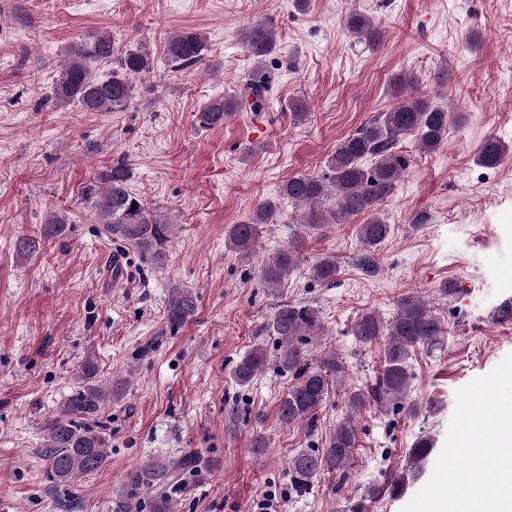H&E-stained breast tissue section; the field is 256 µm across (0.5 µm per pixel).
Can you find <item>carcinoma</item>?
Instances as JSON below:
<instances>
[{
    "label": "carcinoma",
    "mask_w": 512,
    "mask_h": 512,
    "mask_svg": "<svg viewBox=\"0 0 512 512\" xmlns=\"http://www.w3.org/2000/svg\"><path fill=\"white\" fill-rule=\"evenodd\" d=\"M345 25L360 42L372 46L380 39L373 21L358 11L346 16ZM245 45L261 63L275 49L274 32L262 24L255 25L247 31ZM206 50L201 34L184 28L168 39L165 55L173 70L183 71L199 64ZM101 63L112 64V72L105 76L96 74L95 66ZM151 69V55L145 48H130L116 57L112 34L96 32L82 40L74 48L72 58L60 67L54 96L65 104L75 103L86 112L123 111L134 96L133 79ZM270 83L267 75L260 74L234 94L213 100L198 113L199 126H220L245 106L252 112L263 111ZM411 84L412 81L402 77L392 81L391 90L397 104L336 144L327 161L325 177L296 175L283 183L282 196L296 205L309 207L306 224L310 228L318 230L327 224H343L353 215L368 213L371 218L359 229L362 242L373 248L389 237L391 227L377 215V210L409 166L408 159L398 151V142L405 134L414 132L418 135V150L431 154L443 146L448 131V110L408 91ZM506 153L507 145L490 137L483 143L478 160L484 166L493 167ZM367 160L372 161L369 167L364 166ZM130 179L129 165L118 160L95 176L87 186L86 196L92 199L100 220L110 232L132 242L144 259L159 266L165 257L171 225L161 223L130 190ZM331 193L336 194V208H318ZM279 214V201L259 202L248 219L229 225L226 245L244 254L251 253L261 226L274 223ZM297 264L296 247L284 248L262 268V278L275 285ZM336 274V261L330 258L317 262L311 270V276L319 282H332ZM166 308L170 327L178 328L194 316L196 297L186 289L173 287ZM320 329L317 311L302 304L282 306L267 326L270 334L280 340L282 366L294 375V383L277 406L278 419L286 426L313 425L331 386L346 372L344 363L333 352L323 354L314 364L304 360L303 342ZM353 332L363 342L385 339L384 365L370 388L349 396L346 417L337 425L328 448L322 452L301 450L288 460L289 482L299 493L309 489L325 470L342 477L347 475L358 438L357 417L373 408L382 409L405 401L411 381L406 365L410 353L420 346H442L446 334L444 323L433 308L421 298L411 296L401 300L397 313L387 322L373 312L362 314ZM264 363L262 349L247 352L236 364L235 381L240 385L250 383L262 371ZM96 376L94 363L85 362L80 382L44 427L40 454L48 463V476L55 489L74 486L79 477L99 470L107 459L110 441L101 412L111 390L100 384ZM432 448L427 438L419 439L411 448L413 476L421 475L420 463ZM203 467V459L195 452L175 461L157 458L127 475L121 497L132 501L154 491L156 496L150 512H175V501L166 493L167 487L179 482L183 473L199 472Z\"/></svg>",
    "instance_id": "obj_1"
}]
</instances>
